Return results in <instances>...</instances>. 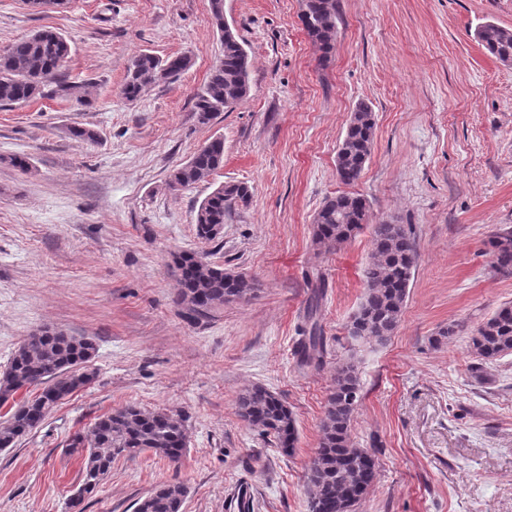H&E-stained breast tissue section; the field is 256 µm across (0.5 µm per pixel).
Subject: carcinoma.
Masks as SVG:
<instances>
[{
    "instance_id": "obj_1",
    "label": "carcinoma",
    "mask_w": 512,
    "mask_h": 512,
    "mask_svg": "<svg viewBox=\"0 0 512 512\" xmlns=\"http://www.w3.org/2000/svg\"><path fill=\"white\" fill-rule=\"evenodd\" d=\"M300 21L319 52L329 61L335 49L338 23L337 0H310L308 13ZM481 46L503 64H512V30L487 22L478 27ZM223 57L212 66L206 85L194 102L198 122L209 123L218 113L232 108L249 91L250 61L239 36H221ZM70 45L65 36L51 29L39 30L0 48V106H12L38 97L74 98L89 95L87 83L70 81L62 73ZM187 55L165 59L150 53L135 56L128 68L121 93L136 100L149 86L189 68ZM375 114L366 103L356 106L336 157V173L344 184L356 181L370 157ZM224 163V140L214 138L197 149L169 175V186L185 188L206 182ZM251 191L244 183L217 186L198 206L196 235L205 242L216 236L211 228L224 224L233 210L249 204ZM370 223L366 199L341 193L327 199L313 219L312 244L330 250L351 239ZM494 268L512 274V230L491 239ZM416 266V246L411 231L391 220L372 225V253L365 269L367 289L351 320L359 337L382 344L395 332ZM173 268L180 288L177 303L189 312L205 315L229 299H242L254 291L253 282L242 274H229L201 254L185 252L175 257ZM319 295L307 307L308 336L300 343L299 355L307 365L318 367L324 355V338L317 320ZM94 341L57 331L30 333L0 373V405L21 389L41 387L32 399L14 403L9 417L0 423V449L39 427L57 401L84 388L92 373L86 363L95 353ZM473 353L485 362L512 353V305L498 308L472 338ZM360 385L354 365L336 367L333 391L322 422L319 448L309 467L314 488L310 512H344L374 484L378 476L374 455L350 443L349 433ZM240 416L248 425L271 433L281 448H293L296 424L282 399L262 386L238 398ZM187 432L182 416L171 410L146 412L126 405L98 416L90 433L76 432L68 448L82 459L79 487L71 499L77 506L92 494L112 470L118 457L149 451L178 462L186 449ZM187 487L181 482L164 483L135 503L134 512H181Z\"/></svg>"
}]
</instances>
